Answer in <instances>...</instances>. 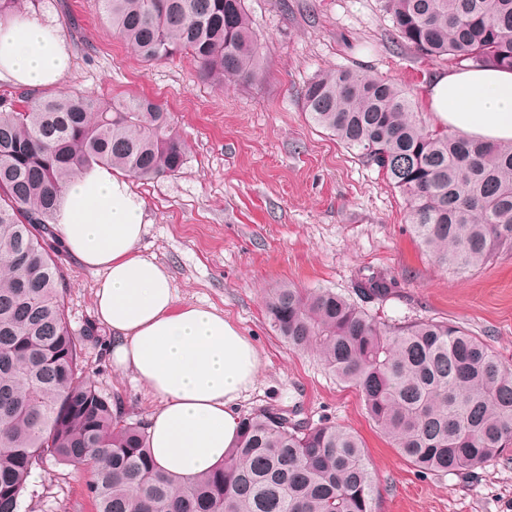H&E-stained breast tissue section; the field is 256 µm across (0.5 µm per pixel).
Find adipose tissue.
Here are the masks:
<instances>
[{
	"mask_svg": "<svg viewBox=\"0 0 512 512\" xmlns=\"http://www.w3.org/2000/svg\"><path fill=\"white\" fill-rule=\"evenodd\" d=\"M69 64L51 16L28 13L0 30V82L36 93L58 85ZM426 95L442 125L512 143V70L450 68L433 77ZM146 225L145 204L127 178L97 166L67 182L55 232L82 265L103 271L94 308L112 330V363L158 398L148 423L153 460L187 481L222 465L236 443L237 404L260 361L223 313L178 304L168 270L138 249Z\"/></svg>",
	"mask_w": 512,
	"mask_h": 512,
	"instance_id": "ef3b65f1",
	"label": "adipose tissue"
}]
</instances>
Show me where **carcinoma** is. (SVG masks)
Segmentation results:
<instances>
[{"instance_id":"carcinoma-1","label":"carcinoma","mask_w":512,"mask_h":512,"mask_svg":"<svg viewBox=\"0 0 512 512\" xmlns=\"http://www.w3.org/2000/svg\"><path fill=\"white\" fill-rule=\"evenodd\" d=\"M37 0H0V23ZM146 63L188 55L218 86L261 76L246 0H96ZM395 35L426 57L512 68V0H385ZM308 119L403 196L412 232L455 273L512 251V145L424 126L411 95L356 69L301 91ZM186 144L154 100L22 92L0 104V512H20L28 478L53 460L91 469L96 512H372L361 440L266 406L240 418L224 466L179 482L157 471L147 425L102 395L81 364L54 232L63 187L94 165L173 175ZM372 277L360 293L387 298ZM265 307L296 350L314 349L420 473L470 471L512 447V368L465 328L390 326L348 298L290 284Z\"/></svg>"}]
</instances>
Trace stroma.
<instances>
[{
	"instance_id": "obj_1",
	"label": "stroma",
	"mask_w": 512,
	"mask_h": 512,
	"mask_svg": "<svg viewBox=\"0 0 512 512\" xmlns=\"http://www.w3.org/2000/svg\"><path fill=\"white\" fill-rule=\"evenodd\" d=\"M70 70L60 86L109 101L145 94L164 105L187 144L180 172L132 180L145 202L140 250L164 265L179 303L223 312L260 359L237 410L270 404L356 433L377 487L374 512H512V452L469 472L422 474L369 419L354 388L311 351L277 335L266 290L328 289L389 324L444 320L467 328L512 366V252L459 275L416 241L401 194L334 136L313 125L299 92L319 72L351 67L409 91L418 118L436 121L424 92L444 58H423L392 31L384 0H246L264 73L251 84L203 82L187 57L149 65L100 18L94 0H67ZM71 326L91 336L82 364L101 394L148 420L157 398L112 365V331L95 315L101 272L62 253ZM395 283L383 302L359 295L365 278ZM89 469L48 463L30 477L21 512H96Z\"/></svg>"
}]
</instances>
